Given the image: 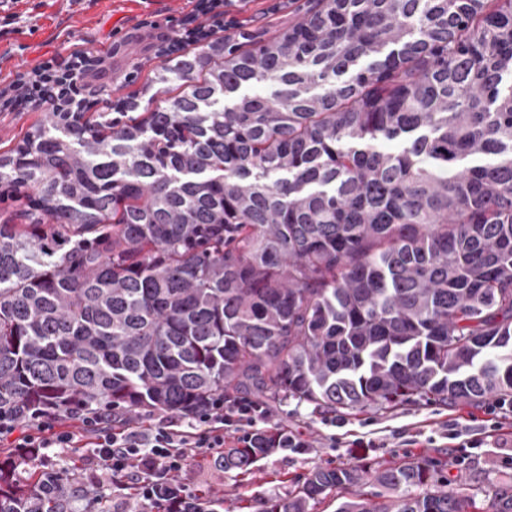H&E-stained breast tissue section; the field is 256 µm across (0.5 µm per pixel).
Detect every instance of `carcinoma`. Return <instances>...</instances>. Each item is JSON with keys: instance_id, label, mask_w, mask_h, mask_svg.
<instances>
[{"instance_id": "cac0c4a2", "label": "carcinoma", "mask_w": 512, "mask_h": 512, "mask_svg": "<svg viewBox=\"0 0 512 512\" xmlns=\"http://www.w3.org/2000/svg\"><path fill=\"white\" fill-rule=\"evenodd\" d=\"M192 42L156 47L180 93L142 109L83 53L38 100L12 85L53 109L0 152V411L512 396V0H308L261 44ZM77 85L95 111H74ZM16 460L0 448V512H70ZM368 483L388 499L336 512H483L426 457L317 465L261 512Z\"/></svg>"}]
</instances>
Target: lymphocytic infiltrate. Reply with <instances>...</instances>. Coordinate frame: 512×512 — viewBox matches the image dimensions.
Instances as JSON below:
<instances>
[{"label":"lymphocytic infiltrate","mask_w":512,"mask_h":512,"mask_svg":"<svg viewBox=\"0 0 512 512\" xmlns=\"http://www.w3.org/2000/svg\"><path fill=\"white\" fill-rule=\"evenodd\" d=\"M263 413L261 405L247 399L230 408L218 401L213 411L197 415L190 431L174 420L136 430L118 429L111 412L77 413L72 418L82 425L77 431L66 429L65 418L37 410L28 423L1 417L0 443L17 449L21 464L44 470L46 486L56 488L60 482L51 450L71 447L79 437H86L89 454L84 470L100 495L111 496L113 485L118 484L134 489L136 497L156 512H197L200 496L179 481V474L197 457L223 468L227 435L236 434L239 442L249 443L251 433L240 432L239 427Z\"/></svg>","instance_id":"obj_1"}]
</instances>
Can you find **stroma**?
Wrapping results in <instances>:
<instances>
[{
    "label": "stroma",
    "mask_w": 512,
    "mask_h": 512,
    "mask_svg": "<svg viewBox=\"0 0 512 512\" xmlns=\"http://www.w3.org/2000/svg\"><path fill=\"white\" fill-rule=\"evenodd\" d=\"M7 10L16 22L0 32V91L17 75L64 68L76 53H108L116 99L152 77L159 63L153 46L184 37L187 20L208 24L220 11L227 34L245 31L264 41L298 19L288 0H217L207 10L201 0H8ZM494 417L501 428L491 434L482 408L469 404L420 403L340 415L288 400L268 409L259 426L285 428L302 447L276 450L245 473L215 471L198 460L184 477L219 500V512H259L261 500L287 495L314 465L425 456L487 504L498 482L512 478V408L496 409ZM358 439L363 447H355Z\"/></svg>",
    "instance_id": "35a3bbf8"
}]
</instances>
